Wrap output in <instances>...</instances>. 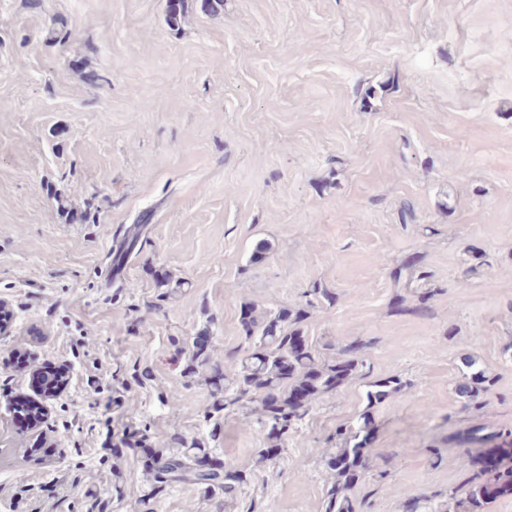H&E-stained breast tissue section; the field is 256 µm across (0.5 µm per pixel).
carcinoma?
Returning <instances> with one entry per match:
<instances>
[{"label": "carcinoma", "instance_id": "1", "mask_svg": "<svg viewBox=\"0 0 512 512\" xmlns=\"http://www.w3.org/2000/svg\"><path fill=\"white\" fill-rule=\"evenodd\" d=\"M306 317L303 309L259 313L255 304H244L241 327L248 346L226 354L224 369L218 373L219 380L224 382V412L245 404L254 405L251 412L268 424L267 439L273 448L283 445L288 431L305 418L316 398L335 393L354 372L364 367V360L356 355L358 346L345 347L334 359L321 357L301 334L300 324ZM488 382L490 378L478 372L472 383L460 388V394L471 401L478 396L480 385ZM400 389L401 382L396 378L373 383L366 393L368 407ZM372 426L367 410L336 432L343 440V447L326 460L334 479L328 491V512H359L363 506L348 491L372 467L367 448ZM496 452L497 463L481 464L467 481V512H481L487 501L512 494V465L503 464L504 460L512 459V431L505 435ZM156 457L160 476L221 489L226 499L234 496L243 481L241 473H222L211 462L201 467L202 456L198 453L192 456L158 453Z\"/></svg>", "mask_w": 512, "mask_h": 512}]
</instances>
